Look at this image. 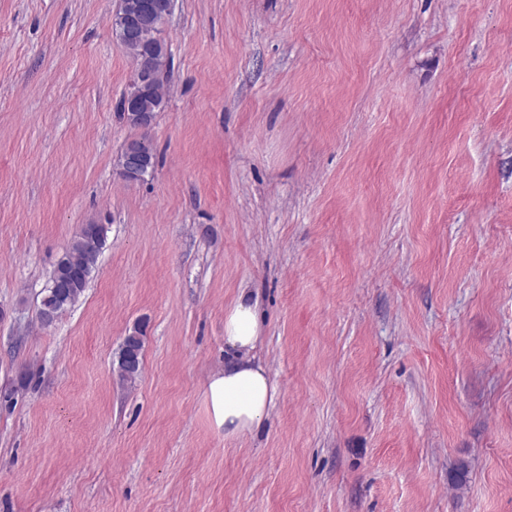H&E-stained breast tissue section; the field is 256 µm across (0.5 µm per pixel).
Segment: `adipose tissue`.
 <instances>
[{"mask_svg":"<svg viewBox=\"0 0 512 512\" xmlns=\"http://www.w3.org/2000/svg\"><path fill=\"white\" fill-rule=\"evenodd\" d=\"M261 320L258 298L245 290L224 312L227 356L206 381L205 402L211 423L228 440L258 429L277 398L268 368L257 356L263 342Z\"/></svg>","mask_w":512,"mask_h":512,"instance_id":"ef3b65f1","label":"adipose tissue"}]
</instances>
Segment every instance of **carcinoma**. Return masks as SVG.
Wrapping results in <instances>:
<instances>
[{"instance_id":"obj_1","label":"carcinoma","mask_w":512,"mask_h":512,"mask_svg":"<svg viewBox=\"0 0 512 512\" xmlns=\"http://www.w3.org/2000/svg\"><path fill=\"white\" fill-rule=\"evenodd\" d=\"M135 64H144L154 71L150 87L140 95V104L147 121H152L164 103L162 86L165 78L166 45L160 37L149 40L141 55L132 56ZM147 164L144 168L124 176L127 181H141L154 170L156 156L152 145H147ZM107 227L104 224H86L71 245L57 260L49 274L44 296L40 301L38 317L45 326L52 325L67 309L73 306L87 288L105 242ZM142 339L136 334L126 336L118 358V375L124 382H134L142 370Z\"/></svg>"}]
</instances>
